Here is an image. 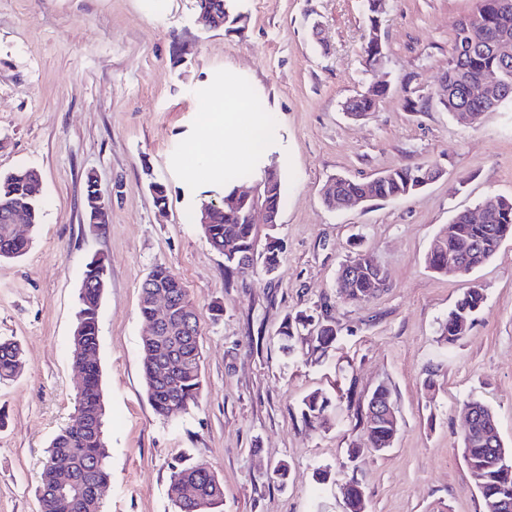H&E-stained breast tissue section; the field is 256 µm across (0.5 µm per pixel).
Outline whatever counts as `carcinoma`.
<instances>
[{"mask_svg":"<svg viewBox=\"0 0 512 512\" xmlns=\"http://www.w3.org/2000/svg\"><path fill=\"white\" fill-rule=\"evenodd\" d=\"M501 0H477L474 15L462 20L454 28V47L448 60V94L441 101L445 110L462 116L469 111L476 113L495 111L507 103L508 98L488 106L482 101H473L465 92V85L453 79V72L463 67L474 81L486 80L512 90V11L502 12ZM200 14L216 13L221 25L235 24L238 17L232 15L227 0H198ZM500 32L508 37L509 54L484 44L487 35ZM386 85L373 86L350 98L346 105L363 116L376 111L380 100L388 93ZM424 166L402 165L385 171L380 178L366 181L343 178L334 183L335 189H327L324 203L332 206L340 197L361 199L365 202L400 200L420 190L419 175ZM38 173L22 169L0 178V258H17L25 253L30 239L17 230L12 218L17 216L30 228L39 224L41 204L31 192V184ZM257 195L244 198L235 187L224 194V203L212 209L210 223L200 225L207 244L224 255V272L246 273L254 267L253 257L257 246L255 225L247 216L256 204L263 205L269 213L280 214L284 196V184L275 164L261 171L256 179ZM484 219L474 221L469 212L456 214L448 227L437 238L425 263L434 272L448 271V262L478 269L489 262L499 251L504 236H512V199L490 196L483 201ZM280 238L270 234L266 238L262 254L263 268L269 270L279 264ZM107 276V264L101 257L92 259L86 266L80 289V308L76 321L82 325V334L77 344L84 355L85 377L78 389L76 407L90 421L87 427H68L51 440L46 461L60 453L69 456L78 470L98 484H107L110 473L107 468L108 448L104 438L105 405L103 399L101 370L98 362V304L97 289L93 284ZM387 280V273L375 262L373 256L355 250L338 271V286L344 287L345 299L364 302L371 297L368 289L377 287V280ZM150 286H161L177 301L194 304L181 280L168 268L157 265L146 276L141 292ZM484 304V295L477 288L464 291L441 328L445 341L454 345L465 335L475 315ZM306 329L316 348L325 351L336 341L338 329L330 318L312 323V316L300 311L287 318L279 335L291 341L296 333ZM200 335L199 324L189 327L182 336L179 355L189 365L176 369L172 377L174 388L154 379L148 363L142 364L143 378L148 400L156 414L169 418L186 411L197 403L203 380L201 356L197 352L195 337ZM23 365L22 351L13 340H0V379L18 375ZM392 399V392L385 384L378 385L368 397L363 410L358 413L361 436L366 447L375 452L392 446L399 428V421L370 415V405L383 404ZM336 411L330 397L314 391L302 399L301 415L312 426L326 425L330 415ZM466 414L472 416V427L461 439L462 457L471 477L484 501V512H512V451L504 447L493 409L479 400L465 404ZM180 483H191L205 496L212 512L218 507L224 492L217 475L202 465L182 458L172 466L171 493L173 502H178ZM42 512H57L53 492L51 466L44 465L41 477Z\"/></svg>","mask_w":512,"mask_h":512,"instance_id":"carcinoma-1","label":"carcinoma"}]
</instances>
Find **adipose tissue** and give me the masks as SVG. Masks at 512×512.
Returning <instances> with one entry per match:
<instances>
[{
  "label": "adipose tissue",
  "instance_id": "ef3b65f1",
  "mask_svg": "<svg viewBox=\"0 0 512 512\" xmlns=\"http://www.w3.org/2000/svg\"><path fill=\"white\" fill-rule=\"evenodd\" d=\"M252 98L250 85L232 72L201 97L196 130L182 149L187 181L209 183L227 167L256 161L267 153L270 130L252 112Z\"/></svg>",
  "mask_w": 512,
  "mask_h": 512
}]
</instances>
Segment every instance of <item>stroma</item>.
Returning <instances> with one entry per match:
<instances>
[{
	"instance_id": "1",
	"label": "stroma",
	"mask_w": 512,
	"mask_h": 512,
	"mask_svg": "<svg viewBox=\"0 0 512 512\" xmlns=\"http://www.w3.org/2000/svg\"><path fill=\"white\" fill-rule=\"evenodd\" d=\"M231 4L236 30L204 28L196 0H0V176L41 174L32 243L0 261V338L17 340L24 357L19 375L0 380V512L41 510L46 450L75 419L70 337L97 254L108 263L98 310L111 471L103 512H175L171 467L184 456L221 480L218 512H345L349 482L364 490L368 512H483L460 438L465 403L480 399L512 449V239L465 277L425 265L456 213L512 197V104L472 124L440 104L454 25L477 2L386 0L377 73L364 52V0ZM228 70L254 86L286 186L271 275L258 267L225 277L223 255L191 219L222 182L190 184L179 167L202 92ZM381 77L390 90L378 110L347 117L346 100ZM406 164L440 175L403 200L341 210L323 202L331 178ZM91 182L107 223L86 219ZM155 182L166 188L162 210ZM356 244L388 275L357 304L337 287ZM157 265L184 283L200 323L202 394L173 418L153 411L142 377L140 285ZM469 288L485 303L447 347L441 326ZM300 310L340 329L326 353L306 336L283 353L278 330ZM381 383L399 417L385 452L351 454L354 411L316 429L301 417L313 391L361 403Z\"/></svg>"
}]
</instances>
